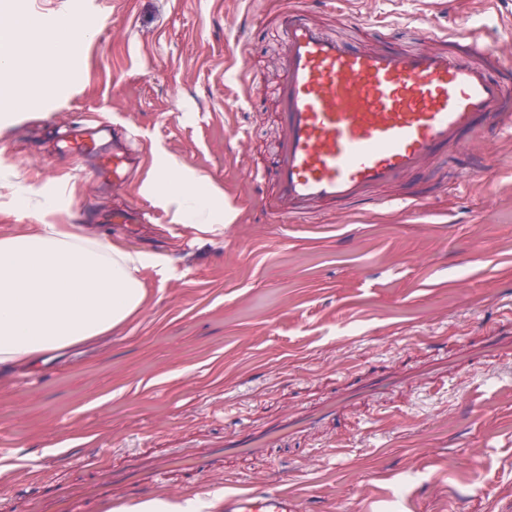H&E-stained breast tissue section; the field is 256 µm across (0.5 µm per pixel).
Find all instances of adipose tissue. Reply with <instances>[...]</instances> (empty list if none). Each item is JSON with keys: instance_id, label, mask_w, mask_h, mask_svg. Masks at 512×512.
<instances>
[{"instance_id": "ef3b65f1", "label": "adipose tissue", "mask_w": 512, "mask_h": 512, "mask_svg": "<svg viewBox=\"0 0 512 512\" xmlns=\"http://www.w3.org/2000/svg\"><path fill=\"white\" fill-rule=\"evenodd\" d=\"M21 22L54 61L42 77L44 91L58 92L68 60L93 33L90 21L68 16L50 33L34 17ZM146 191L160 206L175 207L185 217L200 216L198 228L205 233H223L235 219L224 205L223 191L176 159L166 163ZM161 262V257L124 251L58 224L0 237V375L126 322L145 298L140 270Z\"/></svg>"}]
</instances>
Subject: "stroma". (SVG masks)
Masks as SVG:
<instances>
[{"mask_svg":"<svg viewBox=\"0 0 512 512\" xmlns=\"http://www.w3.org/2000/svg\"><path fill=\"white\" fill-rule=\"evenodd\" d=\"M289 2L19 0L47 25L82 14L94 30L53 95L35 78L49 61L20 47L24 108L0 113V235L73 224L164 262L141 270L143 309L110 336L0 378V512L88 483L123 507L152 499L149 476L109 484L104 469L273 428L206 476L168 471V491L212 512L251 480L298 512H512V137L493 145L489 179L449 151L374 190L386 207L270 222L249 175L273 165L274 18ZM314 17L356 47L391 30L413 45L423 19L512 44V0H336ZM245 77L260 85L251 105L233 96ZM95 118L103 153L138 152L122 179L66 147ZM167 158L223 189L238 211L223 235L145 194ZM18 193L52 214L18 210ZM406 195L419 209L392 206ZM130 206L147 222L112 232ZM299 412L314 425L280 431Z\"/></svg>","mask_w":512,"mask_h":512,"instance_id":"obj_1","label":"stroma"}]
</instances>
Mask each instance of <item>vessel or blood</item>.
<instances>
[{
  "label": "vessel or blood",
  "instance_id": "obj_1",
  "mask_svg": "<svg viewBox=\"0 0 512 512\" xmlns=\"http://www.w3.org/2000/svg\"><path fill=\"white\" fill-rule=\"evenodd\" d=\"M277 82L282 136L262 208L288 224L322 206L346 207L456 146L473 175L491 174L490 155L466 136L512 133V57L463 33L425 29L419 46L355 48L312 12L282 10ZM224 512H296L287 493L246 487Z\"/></svg>",
  "mask_w": 512,
  "mask_h": 512
}]
</instances>
